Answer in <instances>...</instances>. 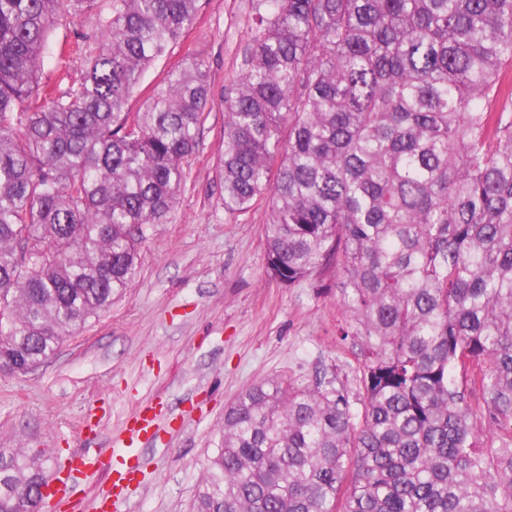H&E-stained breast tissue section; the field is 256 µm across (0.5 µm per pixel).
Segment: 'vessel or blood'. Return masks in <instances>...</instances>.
Instances as JSON below:
<instances>
[{"mask_svg":"<svg viewBox=\"0 0 512 512\" xmlns=\"http://www.w3.org/2000/svg\"><path fill=\"white\" fill-rule=\"evenodd\" d=\"M142 466L138 457L117 458L103 452H83L71 456L68 464L59 472L49 475L43 488L45 497L67 498L74 488L93 471L105 472L112 481L111 501L91 500L78 503V512H112L114 500L123 497L127 486L134 480Z\"/></svg>","mask_w":512,"mask_h":512,"instance_id":"b4317fda","label":"vessel or blood"}]
</instances>
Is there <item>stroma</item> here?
Masks as SVG:
<instances>
[{"label": "stroma", "mask_w": 512, "mask_h": 512, "mask_svg": "<svg viewBox=\"0 0 512 512\" xmlns=\"http://www.w3.org/2000/svg\"><path fill=\"white\" fill-rule=\"evenodd\" d=\"M109 12L110 0H93L87 14L55 27L40 71L48 95L67 90L84 69L83 56L70 55L69 80L59 81L58 44L85 33L95 48L93 22ZM254 17L252 0H198L193 27L145 71L129 111L187 57L203 58L209 69V115L179 203L141 243L124 297L35 370L0 374V448L108 452L124 443L121 430L134 414L159 415L152 439L134 446L145 476L117 512H190L225 408L260 379L308 384L324 367L358 388L356 359L337 335L344 312L335 269L280 284L266 269L268 197L241 213L224 209V97L244 68Z\"/></svg>", "instance_id": "obj_1"}]
</instances>
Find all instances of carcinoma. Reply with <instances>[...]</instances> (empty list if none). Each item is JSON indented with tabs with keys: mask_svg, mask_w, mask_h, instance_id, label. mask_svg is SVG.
Here are the masks:
<instances>
[{
	"mask_svg": "<svg viewBox=\"0 0 512 512\" xmlns=\"http://www.w3.org/2000/svg\"><path fill=\"white\" fill-rule=\"evenodd\" d=\"M85 2L0 0V362L20 374L130 288L210 99L189 57L126 111L197 0H112L80 79L34 99L51 29ZM255 7L224 209L269 196L280 283L336 267L359 389L325 371L247 388L193 512H512V0ZM47 477L44 449L0 448V512H41Z\"/></svg>",
	"mask_w": 512,
	"mask_h": 512,
	"instance_id": "1",
	"label": "carcinoma"
}]
</instances>
